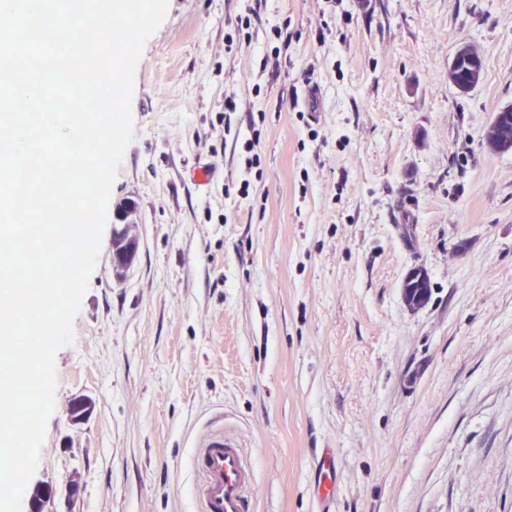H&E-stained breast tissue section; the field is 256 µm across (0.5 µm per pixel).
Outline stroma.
Wrapping results in <instances>:
<instances>
[{
  "label": "stroma",
  "mask_w": 512,
  "mask_h": 512,
  "mask_svg": "<svg viewBox=\"0 0 512 512\" xmlns=\"http://www.w3.org/2000/svg\"><path fill=\"white\" fill-rule=\"evenodd\" d=\"M463 41L485 67L466 95L448 83ZM306 81L317 123L297 102ZM510 103L512 0H169L54 356L31 481L82 486L56 512H201L191 457L220 430L252 461L250 512H316L324 448L330 512H512V154L483 142ZM401 194L417 222L388 223ZM128 203L139 247L119 276ZM416 269L430 294L413 309ZM79 394L95 408L75 425Z\"/></svg>",
  "instance_id": "obj_1"
}]
</instances>
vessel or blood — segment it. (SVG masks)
Wrapping results in <instances>:
<instances>
[{"label": "vessel or blood", "instance_id": "b4317fda", "mask_svg": "<svg viewBox=\"0 0 512 512\" xmlns=\"http://www.w3.org/2000/svg\"><path fill=\"white\" fill-rule=\"evenodd\" d=\"M193 466L200 473L194 495L202 512H249L255 475L234 435L211 433L197 448Z\"/></svg>", "mask_w": 512, "mask_h": 512}]
</instances>
